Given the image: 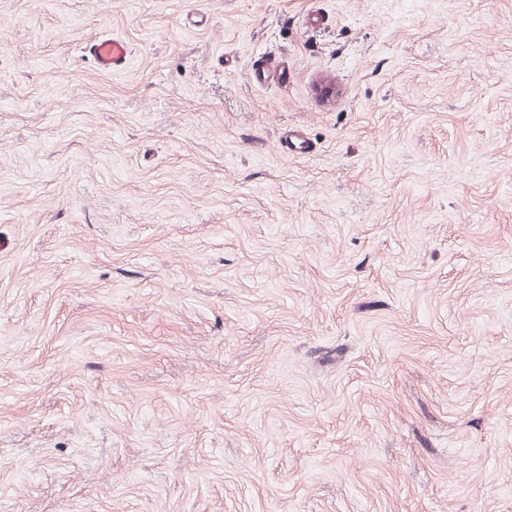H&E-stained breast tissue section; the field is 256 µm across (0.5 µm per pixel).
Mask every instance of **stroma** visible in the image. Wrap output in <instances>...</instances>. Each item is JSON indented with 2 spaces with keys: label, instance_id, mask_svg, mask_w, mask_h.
Returning a JSON list of instances; mask_svg holds the SVG:
<instances>
[{
  "label": "stroma",
  "instance_id": "obj_1",
  "mask_svg": "<svg viewBox=\"0 0 512 512\" xmlns=\"http://www.w3.org/2000/svg\"><path fill=\"white\" fill-rule=\"evenodd\" d=\"M0 512H512V0H0ZM87 46L95 68L101 72L116 71L127 62L128 47L119 39L100 38L89 41Z\"/></svg>",
  "mask_w": 512,
  "mask_h": 512
}]
</instances>
